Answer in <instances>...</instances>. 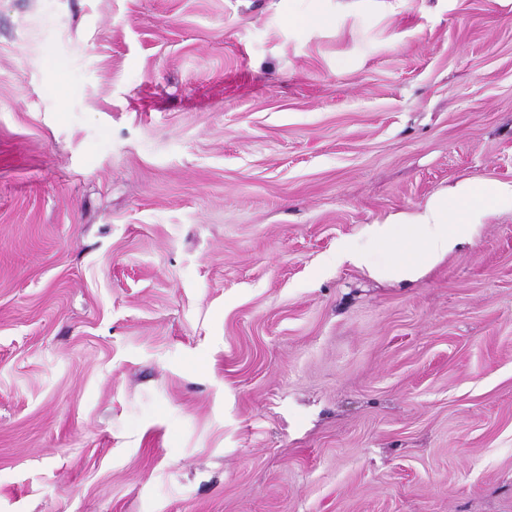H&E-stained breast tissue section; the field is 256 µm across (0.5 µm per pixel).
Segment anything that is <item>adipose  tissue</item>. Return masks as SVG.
Listing matches in <instances>:
<instances>
[{"mask_svg":"<svg viewBox=\"0 0 512 512\" xmlns=\"http://www.w3.org/2000/svg\"><path fill=\"white\" fill-rule=\"evenodd\" d=\"M512 212V182L466 180L433 194L418 211L369 225L368 243L341 259L386 280L413 281L473 239L487 215Z\"/></svg>","mask_w":512,"mask_h":512,"instance_id":"ef3b65f1","label":"adipose tissue"}]
</instances>
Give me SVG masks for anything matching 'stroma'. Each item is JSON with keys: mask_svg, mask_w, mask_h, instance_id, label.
I'll use <instances>...</instances> for the list:
<instances>
[{"mask_svg": "<svg viewBox=\"0 0 512 512\" xmlns=\"http://www.w3.org/2000/svg\"><path fill=\"white\" fill-rule=\"evenodd\" d=\"M296 22H289V15ZM512 0H0V512H512ZM512 212V182L462 181L433 194L418 211L368 227V243L336 254L386 280L413 281L459 245L487 215Z\"/></svg>", "mask_w": 512, "mask_h": 512, "instance_id": "stroma-1", "label": "stroma"}]
</instances>
